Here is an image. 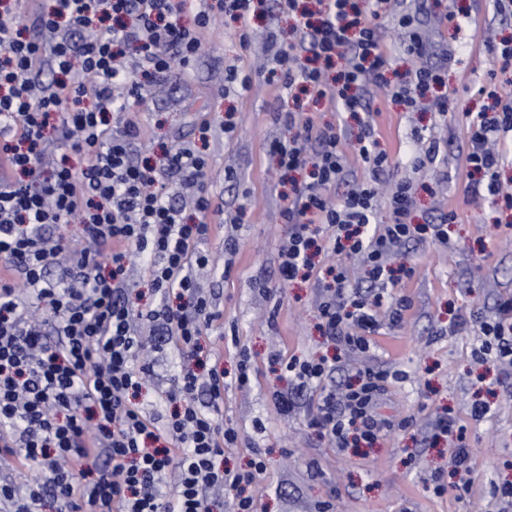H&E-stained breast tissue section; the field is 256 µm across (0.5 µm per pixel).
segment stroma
<instances>
[{
    "label": "stroma",
    "instance_id": "obj_1",
    "mask_svg": "<svg viewBox=\"0 0 512 512\" xmlns=\"http://www.w3.org/2000/svg\"><path fill=\"white\" fill-rule=\"evenodd\" d=\"M406 11L433 42L421 60L434 75L427 97L447 99L451 116L405 111L375 90L365 102L376 115L375 136L389 156L385 182H412L411 222L437 224L449 211L454 219L447 244L425 238L403 250L402 262L415 273L395 292L411 307L401 325L385 324L375 333L377 346L365 362L402 373L389 382L388 404L381 410L394 426L373 447L341 451L308 427L319 390L305 393L289 417L272 405V393L288 386L281 359L340 356L327 379L331 385L346 384L360 364L322 334L320 276L280 280L279 249L288 227L278 218L283 201L270 191V149L275 139L287 137L276 116L292 105L281 79L257 72L255 57L240 48L235 23L218 14L199 56L187 68L174 69L163 92L141 93L130 108L144 132L142 157H154L163 145L197 140L198 123L210 122L214 133L205 188L224 212L246 210L243 223L232 230L235 254L225 253L223 235L208 241L217 262L203 286L224 312L225 336L237 339L223 348L225 371L233 377L240 352L249 357L250 388L239 389L231 380L224 389L223 421L239 433L237 447L224 451V465L243 469L256 455L264 461L253 491L257 512H504L488 489L512 483V380L474 357L477 329L468 317L496 316L499 296L512 294V209L499 211L468 196L464 160L470 149L468 123L490 104L483 87L493 84L500 94H512V70L501 71L490 50L491 42L512 40V17L501 15L492 0H421ZM451 11L463 12L460 25L441 22ZM233 66L255 71L252 91L226 92L225 76ZM307 114L317 125L346 133L349 175L337 183V194L368 179L354 153L359 127L349 113L311 103ZM227 120L234 127L229 138L221 130ZM434 140L439 143L434 162L412 171V157ZM460 319L467 320V328L449 331ZM477 401L491 406L490 417L471 418ZM446 412L463 427L473 451L471 491L462 497L448 477L453 443L432 428L436 416Z\"/></svg>",
    "mask_w": 512,
    "mask_h": 512
}]
</instances>
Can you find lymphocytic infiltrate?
Instances as JSON below:
<instances>
[{
  "label": "lymphocytic infiltrate",
  "mask_w": 512,
  "mask_h": 512,
  "mask_svg": "<svg viewBox=\"0 0 512 512\" xmlns=\"http://www.w3.org/2000/svg\"><path fill=\"white\" fill-rule=\"evenodd\" d=\"M256 2L202 5L189 28L181 22L187 0H50L31 15L27 37L12 8L0 5V458L44 475L23 492L1 483L0 512H40L48 498L61 512H215L214 493L227 487L238 493L236 512H255L245 490L264 463L224 466L238 434L219 418L224 355L204 336L223 319L197 278L211 263L204 246L213 208L202 191L209 161L188 142L165 150L159 163L136 162L141 130L124 113L139 91L127 83L129 68L147 84L165 82L175 65L199 54L201 34L218 12L237 23L240 46L249 48ZM277 8L310 38L305 58L276 30L265 34L270 61L294 96L283 123L295 133L274 151L281 182L293 185L281 210L289 226L281 276H310L315 255L333 257L318 306L321 326L345 351L366 353L375 346L379 308L394 325L409 308L391 289L412 271L394 259L411 240L444 245L448 233L440 224L410 222L407 179L390 188L389 222L377 223L378 174L388 154L369 115L359 120L357 153L371 177L334 199L347 166L345 136L304 117L303 99L354 113L371 85L408 110H422L430 73L420 66L414 84H390L375 20L395 16L411 58L424 55L430 40L409 15L394 14L393 0H277ZM46 68L53 81L37 82ZM494 101L468 126L467 192L511 208L512 194L499 180L506 160L499 142L512 130V99ZM188 209L194 222L184 219ZM73 221L81 226L78 238L51 234ZM135 254L160 297L148 311L133 295ZM342 255L366 267L370 297L350 292L336 262ZM498 310L497 318L478 322V353L492 355L511 376V295L499 299ZM164 343L177 352L178 373L163 412L148 415L137 398L152 373L149 353ZM284 369L290 383L272 395L277 412L293 414L300 395L320 387L309 424L337 448L372 446L388 428L379 412L388 372L358 370L338 391L323 386L332 371L326 360L292 358ZM200 391L207 404L197 403ZM167 479L175 482L169 496L160 491Z\"/></svg>",
  "instance_id": "1"
}]
</instances>
